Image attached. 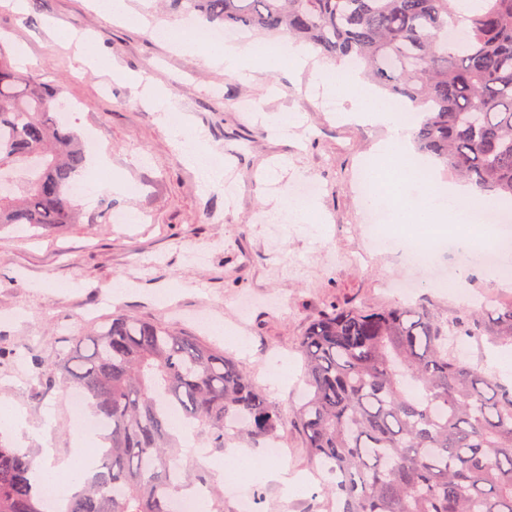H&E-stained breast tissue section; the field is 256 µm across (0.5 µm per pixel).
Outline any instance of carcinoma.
<instances>
[{"mask_svg": "<svg viewBox=\"0 0 512 512\" xmlns=\"http://www.w3.org/2000/svg\"><path fill=\"white\" fill-rule=\"evenodd\" d=\"M210 27H247L361 63L419 108V151L481 196L512 198V0H171ZM87 166L53 97L0 56V229L75 222ZM469 336L512 343V305L489 301ZM55 366L100 425L94 477L65 512H174L189 475L172 415L209 448H264L282 414L233 359L195 336L118 316ZM421 301L314 318L300 337L295 411L336 512H512V386L458 356ZM22 448L0 445V512H50Z\"/></svg>", "mask_w": 512, "mask_h": 512, "instance_id": "cac0c4a2", "label": "carcinoma"}]
</instances>
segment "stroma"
I'll use <instances>...</instances> for the list:
<instances>
[{
    "instance_id": "1",
    "label": "stroma",
    "mask_w": 512,
    "mask_h": 512,
    "mask_svg": "<svg viewBox=\"0 0 512 512\" xmlns=\"http://www.w3.org/2000/svg\"><path fill=\"white\" fill-rule=\"evenodd\" d=\"M130 2L137 19L129 23L104 17L95 0H27L22 14L0 7V56L74 107L71 127L109 171L96 201L80 204L79 223L0 231V401L25 418L0 443L31 449L42 466L70 458L81 430L68 400L72 388L44 389L39 374L63 360L75 337L131 315L223 350L282 413L281 461L310 481L291 496L259 474L238 476L237 489L254 499L256 512H328L331 477L312 463L293 423L303 389L299 338L310 321L348 307H388L396 300L390 282L411 278L417 298L462 330L482 301L512 303V287L491 279L475 253L451 245L432 264L463 275L469 297L461 300L453 289L431 286L424 265L371 248L357 179L383 128L340 120L339 111L350 108L340 99L326 110L312 94L311 72L271 63L242 83L202 53L175 51L151 28L182 25V17L156 0ZM57 28L85 37L90 64L56 42ZM21 46L32 63L20 65ZM129 73L152 77L183 116L187 140L223 154L234 200L220 188L198 191L197 169L184 161L169 119L126 81ZM261 98L266 111L299 116V126L277 134L253 110ZM304 180L319 184L316 202L328 223L292 224L277 213L273 196ZM106 199L119 202L127 223L103 214ZM117 284L125 290L118 302L111 298ZM219 323L244 346L216 333ZM223 459L217 451L202 458L181 450L184 466L210 476L224 512H236Z\"/></svg>"
}]
</instances>
